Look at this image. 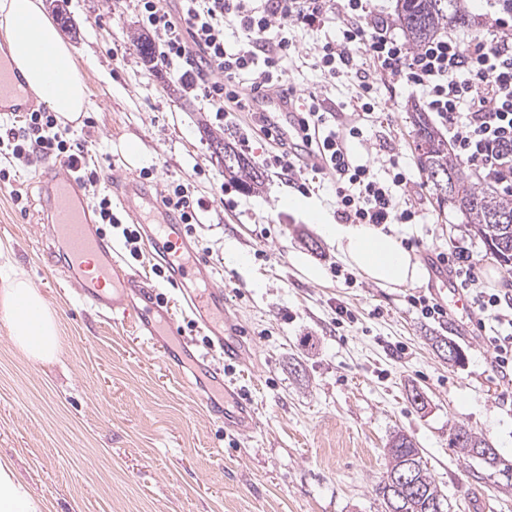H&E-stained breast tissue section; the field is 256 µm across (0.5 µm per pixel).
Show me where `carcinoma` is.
Instances as JSON below:
<instances>
[{"instance_id": "obj_1", "label": "carcinoma", "mask_w": 512, "mask_h": 512, "mask_svg": "<svg viewBox=\"0 0 512 512\" xmlns=\"http://www.w3.org/2000/svg\"><path fill=\"white\" fill-rule=\"evenodd\" d=\"M465 2L397 0L396 22L410 46L417 48L444 29L469 25ZM414 122L417 163L432 185L438 207L450 205L458 210L490 254L503 265L512 267V223L495 224L491 220L497 213L512 215V196L474 179L448 148V140L432 125L426 113L416 111ZM224 171L245 183L259 181L258 172L246 160ZM450 446L466 457L478 458L487 466L499 469L503 476L512 472V464L506 463L496 448L463 426L454 427ZM388 456L386 479L377 488L384 512L394 509L397 512H450L447 496L432 479L410 437L403 433L396 435ZM401 473L411 477L403 486L393 481Z\"/></svg>"}]
</instances>
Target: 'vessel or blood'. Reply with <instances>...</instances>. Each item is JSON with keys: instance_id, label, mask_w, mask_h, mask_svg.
<instances>
[{"instance_id": "vessel-or-blood-1", "label": "vessel or blood", "mask_w": 512, "mask_h": 512, "mask_svg": "<svg viewBox=\"0 0 512 512\" xmlns=\"http://www.w3.org/2000/svg\"><path fill=\"white\" fill-rule=\"evenodd\" d=\"M21 81V75L12 73L0 62V112H21L27 108L19 88ZM256 104L268 112L271 123L283 136L292 137L293 122L278 91L267 92L257 98ZM78 186L65 162L50 167L43 177L50 202L47 234L50 240L65 245L71 272L68 283L86 307L131 326L147 342H154L160 329H174L175 319L169 313L159 314L155 289L142 287L138 274L120 273L118 252L111 241L92 230V207L79 198ZM158 218L159 225L147 233L153 254L168 267L171 282L192 284V291L185 295L187 307L199 317L203 330L212 335L209 351L202 354L201 360L208 363L213 378H220L222 370L211 364L210 351H219L228 362L238 360L240 355L239 347L224 335V287L215 282L206 265L195 256L177 216L162 209ZM435 276V297L461 310L463 318H470L469 303L449 283L447 271L437 270Z\"/></svg>"}]
</instances>
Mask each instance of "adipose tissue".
Masks as SVG:
<instances>
[{
    "mask_svg": "<svg viewBox=\"0 0 512 512\" xmlns=\"http://www.w3.org/2000/svg\"><path fill=\"white\" fill-rule=\"evenodd\" d=\"M0 28L8 37L12 63L39 101L59 122H80L89 104L86 86L71 46L47 16L43 0H0ZM314 229L339 260L379 287L407 288L424 278L396 232L371 224L318 223ZM0 318L13 343L31 360L44 363L56 356V316L20 270L0 277Z\"/></svg>",
    "mask_w": 512,
    "mask_h": 512,
    "instance_id": "adipose-tissue-1",
    "label": "adipose tissue"
}]
</instances>
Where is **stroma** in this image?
<instances>
[{
    "instance_id": "obj_1",
    "label": "stroma",
    "mask_w": 512,
    "mask_h": 512,
    "mask_svg": "<svg viewBox=\"0 0 512 512\" xmlns=\"http://www.w3.org/2000/svg\"><path fill=\"white\" fill-rule=\"evenodd\" d=\"M45 11L75 49L90 109L72 141L86 144L88 167L111 196L152 169L149 187L166 194L188 184L208 208L188 238L224 286L226 333L247 355L224 362V383L248 396L257 429L241 436L207 419L195 392L124 324L86 308L66 285L64 255L48 262V202L39 160L14 169L0 185V249L25 272L59 323L56 359L37 363L12 342L0 321V460L42 506V512H383L376 494L386 450L409 436L450 512H512V483L448 445L454 427L486 438L512 460V380L491 365L476 329L422 319L409 295L430 294L432 278L412 288H381L363 278L344 283L331 269V246L305 210L286 206L287 177L259 168L260 184L220 200L224 171L217 143L238 146L236 128L166 72L147 75L135 42L142 31L130 0H43ZM298 56L285 77L327 99L340 122L357 119L354 78L326 88L309 51L325 32L292 29ZM374 120L361 123L352 149L358 163L381 164L398 153L411 180L401 200L421 212L416 224L395 225L418 240L423 268L435 254L471 245L485 287L512 289V272L487 252L463 216L438 208L415 152L412 112L422 98L404 83L377 82ZM110 154L103 164L101 154ZM25 204L17 206L14 194ZM234 243L244 265L224 261ZM123 257L124 269L156 286L180 335L205 350V338L184 309L179 288L154 275L155 258ZM302 253L325 271L308 279L293 260ZM345 305L349 318L336 317ZM459 346L460 363L440 357L430 339ZM421 393L423 405L412 401Z\"/></svg>"
}]
</instances>
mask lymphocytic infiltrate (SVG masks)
Here are the masks:
<instances>
[{
  "label": "lymphocytic infiltrate",
  "mask_w": 512,
  "mask_h": 512,
  "mask_svg": "<svg viewBox=\"0 0 512 512\" xmlns=\"http://www.w3.org/2000/svg\"><path fill=\"white\" fill-rule=\"evenodd\" d=\"M133 10L142 31L157 38L150 71L174 74L219 125L234 126L240 113L249 114L248 129L239 132L242 147H249L254 130L273 137L267 113L253 105L255 97L287 87L295 105V137L280 141L279 152L262 164L303 193L306 170L327 175L341 223L386 228L413 223L417 213L399 206L397 193L409 180L398 156L389 157L392 173L382 180L372 165L353 156L351 144L363 135L357 123H339L320 94L303 98L295 84L284 83L283 64L296 51L288 36L293 28L333 29V38L314 52V66L326 83L350 68L354 52L371 58L372 70L357 74L360 117L374 112L371 93L378 78L405 82L447 127L465 167L512 192V0H490L475 20L476 33L453 30L415 52L373 0H133ZM228 21L240 31L232 45L224 39ZM0 148L8 164L55 156L66 159L76 175H86L85 146L70 142L55 113L44 109L21 120L12 112L0 115ZM435 262L447 267L469 300L496 371L511 377L512 292L485 288L480 263L466 247L437 254Z\"/></svg>",
  "instance_id": "lymphocytic-infiltrate-1"
}]
</instances>
